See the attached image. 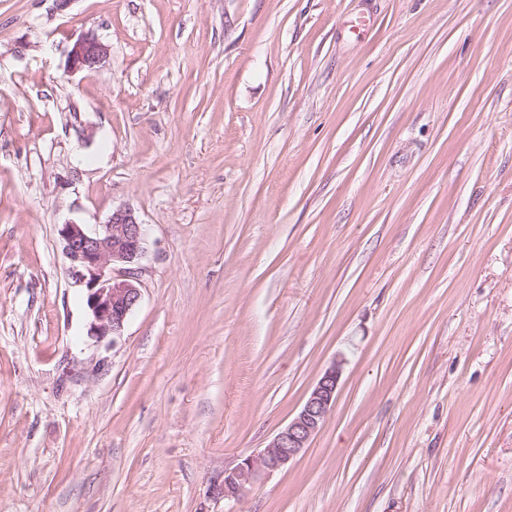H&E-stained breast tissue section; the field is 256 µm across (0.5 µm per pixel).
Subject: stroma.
<instances>
[{
	"label": "stroma",
	"instance_id": "1",
	"mask_svg": "<svg viewBox=\"0 0 512 512\" xmlns=\"http://www.w3.org/2000/svg\"><path fill=\"white\" fill-rule=\"evenodd\" d=\"M118 208L99 343L58 228ZM0 512H512V0H0ZM109 54L108 46L93 34L79 37L68 54L67 68L71 72L90 71L101 66ZM69 223L58 229L72 278L83 288L90 322L88 336L102 341L121 336L142 296L138 263L147 246V224L131 209L112 210L103 224ZM341 363H334L314 385L297 414L265 448L241 456L237 465L224 471L223 480L213 485V494L224 502L238 501L247 485L259 476L288 467L310 447L312 438L325 424L336 401Z\"/></svg>",
	"mask_w": 512,
	"mask_h": 512
}]
</instances>
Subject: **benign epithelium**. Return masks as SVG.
Masks as SVG:
<instances>
[{
    "label": "benign epithelium",
    "instance_id": "1",
    "mask_svg": "<svg viewBox=\"0 0 512 512\" xmlns=\"http://www.w3.org/2000/svg\"><path fill=\"white\" fill-rule=\"evenodd\" d=\"M108 54V46L98 37L83 35L69 51L67 68L71 72L94 70ZM58 236L74 284L83 289L90 315L88 335L98 341L122 335L142 296L138 263L146 252L147 225L131 209L119 208L94 228L62 224ZM340 376L341 364L327 369L288 424L265 448L241 456L234 468L224 470L213 493L227 502L237 501L259 476L284 469L303 454L335 404Z\"/></svg>",
    "mask_w": 512,
    "mask_h": 512
}]
</instances>
